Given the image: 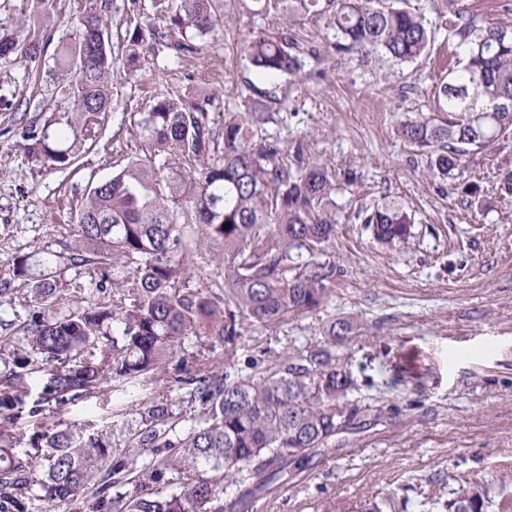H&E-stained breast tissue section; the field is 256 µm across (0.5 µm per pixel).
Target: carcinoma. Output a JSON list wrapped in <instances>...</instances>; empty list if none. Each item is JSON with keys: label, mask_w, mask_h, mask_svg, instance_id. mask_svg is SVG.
<instances>
[{"label": "carcinoma", "mask_w": 512, "mask_h": 512, "mask_svg": "<svg viewBox=\"0 0 512 512\" xmlns=\"http://www.w3.org/2000/svg\"><path fill=\"white\" fill-rule=\"evenodd\" d=\"M249 14H273L283 28L257 27L241 46L249 81L244 112L214 127V97L198 90L163 94L133 122L134 155L112 175L88 186L76 206L79 245L72 266L100 272V302L78 292L55 307L51 261L17 257L13 277L31 285L30 320L0 336V512H254L273 485L294 480L312 458L337 451L336 435L358 427L371 410L347 399L351 380L329 347L274 363L261 350L236 363L245 325L271 327L321 305L336 280L324 248L336 232L334 175L305 161L303 146L288 155L273 143L252 142L253 125L288 110L280 80L297 77L315 49L300 51L288 27L322 18L336 31L327 52L359 62L386 58L414 63L435 32L409 0H248ZM160 23H136L126 59L108 36L113 0H86L69 41L47 55L53 0H22L30 24L0 36V59L15 58L59 80L68 108L45 116L31 101L25 112L28 153L51 170L71 167L87 143L101 137L114 108L120 68L164 51L177 61L198 58L215 37L223 0H152ZM455 64L435 95L448 118L421 117L400 126L408 143L429 150L443 179L466 157L512 132V25L487 22L460 9L448 22ZM363 223L384 243L403 242L411 218L394 201L364 211ZM228 228H223V225ZM219 247L224 288H192L201 244ZM224 347L204 362L189 351L200 337ZM169 380L177 398H153L139 410L130 443L115 432L55 420L77 399L126 385ZM41 381L32 395L29 382ZM37 418V430L17 427ZM443 503L446 512H512V498L492 483L467 479ZM387 496L355 512H403Z\"/></svg>", "instance_id": "cac0c4a2"}]
</instances>
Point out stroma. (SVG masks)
I'll return each mask as SVG.
<instances>
[{
	"mask_svg": "<svg viewBox=\"0 0 512 512\" xmlns=\"http://www.w3.org/2000/svg\"><path fill=\"white\" fill-rule=\"evenodd\" d=\"M434 29L429 54L398 66L366 64L340 55L309 62L288 87V110L255 137L291 149L304 144L311 160L338 175L336 234L326 252L338 274L331 296L317 310L271 328L252 327L239 342L240 357L265 351L267 359L327 344L334 321L351 331L336 346L355 402L394 405V414L343 434L344 447L314 457L298 481L284 482L258 512H339L371 495L398 494L406 512L426 496L450 499V466L494 481L512 471V201L501 198L498 178L512 169V133L468 155L461 182L435 176L427 150L398 134L400 124L430 116L436 85L454 63L448 17L464 7L487 21L512 23V0H411ZM231 19L205 43L198 61L166 54L142 59L117 82L119 102L99 143L69 169L52 171L28 155L21 136L19 100L65 111L49 78L25 64L0 60V286L12 306L0 318L24 322L31 309L14 258L53 256L57 292H93V267L70 266L74 211L90 183L108 177L114 162L135 152L131 117L153 97L205 79L215 91V126L228 112L244 111L251 72L239 46L253 26L245 8L228 0ZM164 77H157V69ZM479 185L474 195L462 183ZM400 202L414 223L395 247L374 240L363 209L382 199ZM151 393L138 385L68 405V424L128 429Z\"/></svg>",
	"mask_w": 512,
	"mask_h": 512,
	"instance_id": "obj_1",
	"label": "stroma"
}]
</instances>
